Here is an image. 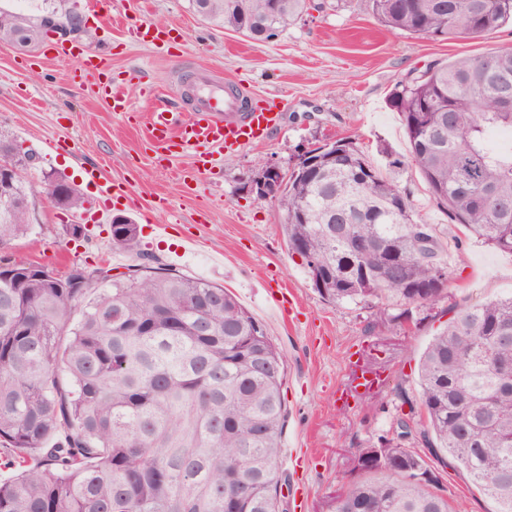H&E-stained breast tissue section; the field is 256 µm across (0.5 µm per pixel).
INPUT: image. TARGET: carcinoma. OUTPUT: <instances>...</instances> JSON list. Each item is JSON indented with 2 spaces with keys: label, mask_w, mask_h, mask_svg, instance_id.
Returning a JSON list of instances; mask_svg holds the SVG:
<instances>
[{
  "label": "carcinoma",
  "mask_w": 512,
  "mask_h": 512,
  "mask_svg": "<svg viewBox=\"0 0 512 512\" xmlns=\"http://www.w3.org/2000/svg\"><path fill=\"white\" fill-rule=\"evenodd\" d=\"M204 19L267 41L320 9L313 0H191ZM385 27L433 40L512 23V0H370ZM35 22L0 11V42ZM390 105L412 161L448 219L512 252V52L431 62L400 80ZM35 157L0 131V162ZM297 163L277 198L288 248L320 261L317 291L336 303L421 304L447 281L436 228L365 153ZM20 172L0 192V251L32 230ZM114 248L131 252L137 225ZM512 296L465 307L427 345L417 375L431 448L512 512ZM283 357L263 323L223 286L162 266L82 281L0 258V512H279L287 418ZM381 439L383 462L348 483L335 512H454L430 490L421 455Z\"/></svg>",
  "instance_id": "obj_1"
}]
</instances>
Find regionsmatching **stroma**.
Segmentation results:
<instances>
[{
    "label": "stroma",
    "instance_id": "1",
    "mask_svg": "<svg viewBox=\"0 0 512 512\" xmlns=\"http://www.w3.org/2000/svg\"><path fill=\"white\" fill-rule=\"evenodd\" d=\"M323 2L322 10L278 37L255 41L204 20L190 0H101L95 9L82 0L88 22L75 45L103 58L137 113L171 103L190 109L185 92L200 70L234 81L243 94L274 102L282 112L281 125L259 143L232 153L213 149L207 177L187 185L171 172L193 167L194 153L157 154L131 120L99 101L97 74L75 75L72 62L54 58L47 40L25 51L0 43V129L39 159L29 177L34 228L8 256L61 273L80 265L116 275L157 260L224 286L260 319L287 365L283 449L292 459L284 470L303 485L300 495L286 494L280 512H332L354 453L394 437L398 414L422 420L416 366L430 338L457 310L512 296V253L450 223L412 164L403 118L390 105L396 83L410 70L512 50V26L439 41L385 28L369 0ZM132 26L169 37L137 40L128 33ZM330 138L363 150L410 195L415 220L435 225L448 264L447 288L436 301L406 312L377 299L330 302L314 288L302 258L289 251L274 202L246 193L259 163L290 169L303 151ZM91 166L118 187L113 214L138 225L135 251L113 249L106 224L72 236L79 213L55 207L44 194L43 173L57 172L79 185L83 208L91 210L97 193L83 180ZM158 225L163 234H155ZM361 367L381 379L363 396L352 390ZM405 446L426 460L436 491L462 512H495V502L445 453L415 435Z\"/></svg>",
    "mask_w": 512,
    "mask_h": 512
}]
</instances>
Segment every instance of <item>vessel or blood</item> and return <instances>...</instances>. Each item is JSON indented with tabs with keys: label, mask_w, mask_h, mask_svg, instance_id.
<instances>
[{
	"label": "vessel or blood",
	"mask_w": 512,
	"mask_h": 512,
	"mask_svg": "<svg viewBox=\"0 0 512 512\" xmlns=\"http://www.w3.org/2000/svg\"><path fill=\"white\" fill-rule=\"evenodd\" d=\"M56 53L71 59L79 72L97 71L103 66L99 57L75 52L73 47L63 44L57 45ZM98 96L110 111L130 109L121 87L115 83H104ZM281 117L277 108L244 99L233 87L207 78L200 82L195 110L158 109L153 112L145 135L149 142L158 146L170 148L177 145L195 152L197 165L184 170L181 177L196 182L208 170L211 148L221 146L234 150L263 140L280 125Z\"/></svg>",
	"instance_id": "vessel-or-blood-1"
}]
</instances>
